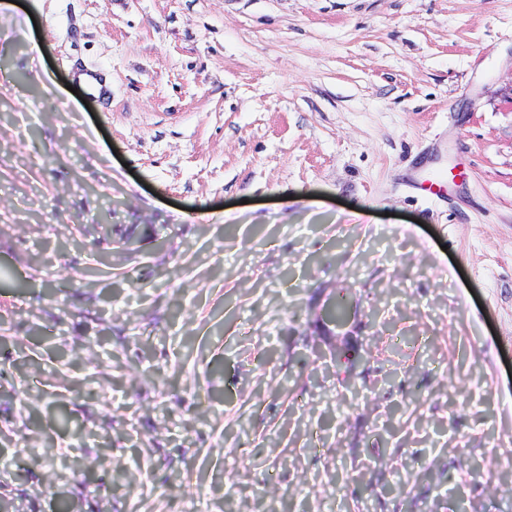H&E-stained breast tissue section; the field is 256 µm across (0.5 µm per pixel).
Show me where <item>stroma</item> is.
Instances as JSON below:
<instances>
[{
	"label": "stroma",
	"instance_id": "1",
	"mask_svg": "<svg viewBox=\"0 0 512 512\" xmlns=\"http://www.w3.org/2000/svg\"><path fill=\"white\" fill-rule=\"evenodd\" d=\"M1 466L13 512H512V0H0Z\"/></svg>",
	"mask_w": 512,
	"mask_h": 512
}]
</instances>
